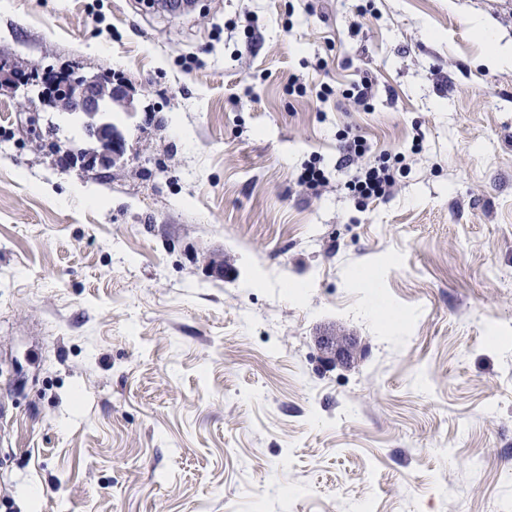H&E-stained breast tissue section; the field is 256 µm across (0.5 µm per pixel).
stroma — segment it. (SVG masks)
<instances>
[{"mask_svg":"<svg viewBox=\"0 0 512 512\" xmlns=\"http://www.w3.org/2000/svg\"><path fill=\"white\" fill-rule=\"evenodd\" d=\"M498 44L512 0H0V512H512ZM75 67L125 89L112 165L42 96ZM341 162L346 166L356 165V175L347 184V189L358 199L369 200L389 196L396 183V164L403 158L395 154H381L373 161L360 163L368 152L366 141L361 136L345 132L340 136Z\"/></svg>","mask_w":512,"mask_h":512,"instance_id":"1","label":"stroma"}]
</instances>
